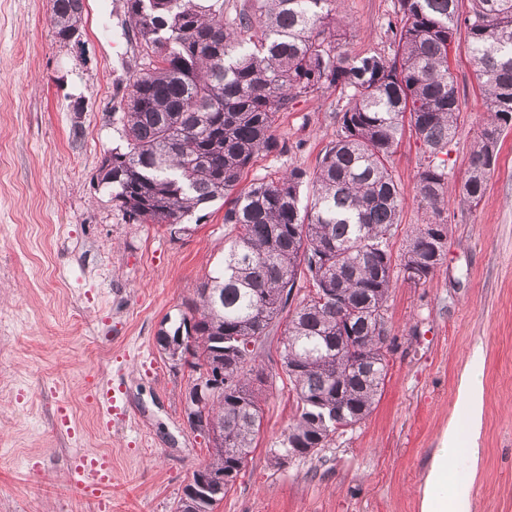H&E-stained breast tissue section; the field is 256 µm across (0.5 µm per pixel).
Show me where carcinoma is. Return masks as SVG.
<instances>
[{
  "label": "carcinoma",
  "instance_id": "cac0c4a2",
  "mask_svg": "<svg viewBox=\"0 0 512 512\" xmlns=\"http://www.w3.org/2000/svg\"><path fill=\"white\" fill-rule=\"evenodd\" d=\"M84 0H52L55 40L80 36ZM125 27L146 62L128 72L120 122L124 146L97 169L112 203L134 223L181 224L227 197L224 267L188 303L196 319L181 348L190 373H224L193 430L208 442L198 477L224 475L193 509L215 512L248 466L263 422V369L254 366L274 327L296 399L282 462L325 448L361 423L385 387L394 337L385 319L395 269L431 280L448 225L418 226L395 260L390 248L404 189L390 166L404 128L432 155L458 130L460 102L449 66L465 29L486 108L458 188L477 206L512 125V0H398L392 56L340 48L336 0H246L224 18V0H126ZM340 91L341 129L313 172L292 168L238 189L261 155L287 150L278 115L301 97ZM445 161L418 173L415 195L435 211L448 196ZM307 191L301 201V190ZM310 288L291 306L297 277ZM412 276V277H414ZM407 277V280H412Z\"/></svg>",
  "mask_w": 512,
  "mask_h": 512
}]
</instances>
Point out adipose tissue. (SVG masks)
<instances>
[{
	"instance_id": "obj_1",
	"label": "adipose tissue",
	"mask_w": 512,
	"mask_h": 512,
	"mask_svg": "<svg viewBox=\"0 0 512 512\" xmlns=\"http://www.w3.org/2000/svg\"><path fill=\"white\" fill-rule=\"evenodd\" d=\"M477 455V448H463L456 425H449L425 478L422 512H470L472 485L453 475L475 467Z\"/></svg>"
}]
</instances>
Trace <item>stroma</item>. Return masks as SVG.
Masks as SVG:
<instances>
[{"label": "stroma", "instance_id": "35a3bbf8", "mask_svg": "<svg viewBox=\"0 0 512 512\" xmlns=\"http://www.w3.org/2000/svg\"><path fill=\"white\" fill-rule=\"evenodd\" d=\"M397 0H338L350 22L344 49L391 53ZM50 0H0V512H174L207 456L188 425L186 373L157 347L205 277L224 260L221 202L185 229L135 224L112 205L96 171L122 145L119 106L140 59L122 27L124 0H86L79 42L52 36ZM451 69L460 124L448 147L453 182L468 168L485 105L458 32ZM339 92L299 98L280 113L287 150L263 155L241 183L299 167L313 171L340 130ZM429 152L404 133L391 166L405 191L392 252L431 216L414 186ZM447 254L432 280H397L385 318L394 338L372 414L317 455L275 464L295 414L278 357L265 343L263 424L243 477L216 512H420L443 431L456 423L461 373L480 352L484 415L471 512H512V129L478 207L451 193L440 208ZM111 384L103 421L97 397ZM112 458V482L76 484L87 458Z\"/></svg>", "mask_w": 512, "mask_h": 512}]
</instances>
